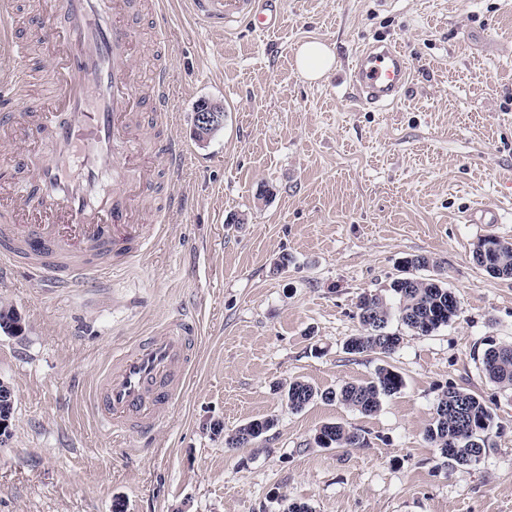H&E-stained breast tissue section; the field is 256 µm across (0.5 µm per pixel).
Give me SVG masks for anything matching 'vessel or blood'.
<instances>
[{
	"mask_svg": "<svg viewBox=\"0 0 512 512\" xmlns=\"http://www.w3.org/2000/svg\"><path fill=\"white\" fill-rule=\"evenodd\" d=\"M39 38L52 48L45 103L21 108L17 76L0 75V264L25 260L57 288L101 281L128 264L164 230L183 198L170 186L155 205L158 171L178 176L187 159L175 132L152 131L150 112L171 109L172 73L155 67L144 80L143 51L131 22L136 0H38ZM206 23L277 28L279 0H193ZM411 80L403 51L373 43L348 73L352 102L394 107ZM193 328L166 324L113 353L90 406L108 429L152 432L183 390L193 358Z\"/></svg>",
	"mask_w": 512,
	"mask_h": 512,
	"instance_id": "vessel-or-blood-1",
	"label": "vessel or blood"
}]
</instances>
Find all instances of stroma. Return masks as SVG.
<instances>
[{"label": "stroma", "mask_w": 512, "mask_h": 512, "mask_svg": "<svg viewBox=\"0 0 512 512\" xmlns=\"http://www.w3.org/2000/svg\"><path fill=\"white\" fill-rule=\"evenodd\" d=\"M272 32L212 31L189 0H165L163 55L189 149L182 210L147 255L111 281L51 288L25 266L0 273V304L23 329L0 331V380L14 391L0 442V512H512V393L482 373L487 338L512 343V280L472 258L479 238L512 242V0H281ZM329 46L315 82L300 43ZM399 45L413 77L397 107L348 97L356 51ZM224 128L198 141L199 101ZM493 208L496 223L463 212ZM437 261L454 322L418 336L392 322L390 357L350 355L364 293L389 296L404 260ZM198 322L196 364L150 438L103 429L87 407L113 351L178 313ZM392 365L402 390L364 415L336 403L288 407L275 386L333 389ZM486 400L500 432L475 467L444 464L425 439L441 389ZM269 418L241 448L226 434ZM224 431L214 434L213 424ZM326 423L362 448H319ZM334 61L333 51L317 41L301 44L295 57L298 72L308 80L321 78L333 67Z\"/></svg>", "instance_id": "stroma-1"}]
</instances>
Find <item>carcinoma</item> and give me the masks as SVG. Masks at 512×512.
<instances>
[{
  "mask_svg": "<svg viewBox=\"0 0 512 512\" xmlns=\"http://www.w3.org/2000/svg\"><path fill=\"white\" fill-rule=\"evenodd\" d=\"M473 260L489 276L512 279V242L493 236L478 240ZM390 290L396 298L391 306L378 294H362L355 304L360 331L349 337L345 351L351 355L393 354L401 337L389 330L396 318L407 330L418 336H429L448 326L459 316L455 293L440 277H404L391 281ZM482 369L488 380L503 390L512 389V344L489 341L480 355ZM404 387L402 375L388 366L378 367L362 383H346L337 389L320 390L308 382L294 379L284 388L288 407L299 411L322 400L339 402L361 414L378 411L382 402L398 394ZM273 426L268 418H256L224 436V444L238 448L253 442ZM495 428L493 408L481 397L468 390L448 385L438 394L435 417L425 431V437L439 456L448 464L477 466L487 452V435ZM366 443L361 433L340 423H327L314 436L320 448H356Z\"/></svg>",
  "mask_w": 512,
  "mask_h": 512,
  "instance_id": "obj_1",
  "label": "carcinoma"
}]
</instances>
